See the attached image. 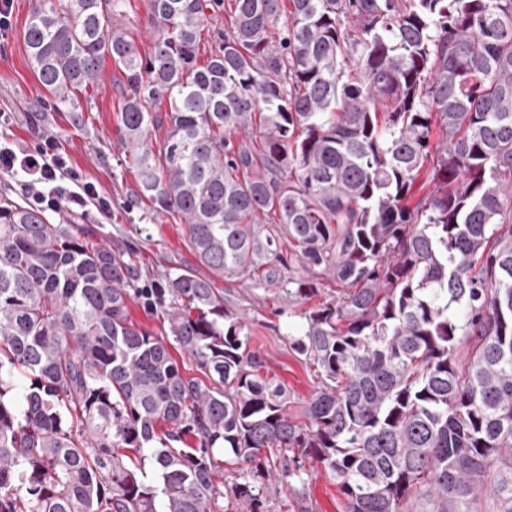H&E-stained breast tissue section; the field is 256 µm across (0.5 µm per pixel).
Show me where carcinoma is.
I'll return each instance as SVG.
<instances>
[{"mask_svg":"<svg viewBox=\"0 0 512 512\" xmlns=\"http://www.w3.org/2000/svg\"><path fill=\"white\" fill-rule=\"evenodd\" d=\"M129 7L37 0L29 60L59 109L112 60L135 195L209 275L166 278L160 336L110 245L0 199V512H220L217 444L254 465L237 512L307 460L346 512H512V0H150L146 50ZM258 270L286 307L342 288L291 338L321 372L305 424L214 288ZM128 316L134 325L154 331L160 334L163 330V322L152 306L147 305L144 297L137 296L129 303Z\"/></svg>","mask_w":512,"mask_h":512,"instance_id":"cac0c4a2","label":"carcinoma"}]
</instances>
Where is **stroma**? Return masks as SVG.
<instances>
[{
  "mask_svg": "<svg viewBox=\"0 0 512 512\" xmlns=\"http://www.w3.org/2000/svg\"><path fill=\"white\" fill-rule=\"evenodd\" d=\"M34 0H13L11 27L0 37V141L30 147L41 137L56 139L72 170L93 183L110 204L109 217L89 212L75 221L95 243L131 256L137 268V288L163 287L176 269H199L187 242L185 224L166 214H154L148 202L135 196L137 175L123 165L117 134L118 71L106 63L98 81L89 87L76 109H55L28 60L23 30ZM216 288L224 305L240 314L252 351L262 359L261 376L282 384L291 414L320 384L315 366L296 354L288 339L302 320L298 308L284 309L275 288L252 279L233 282L219 278ZM305 485L283 487L266 504V512H345V500L335 480L315 465Z\"/></svg>",
  "mask_w": 512,
  "mask_h": 512,
  "instance_id": "obj_1",
  "label": "stroma"
}]
</instances>
